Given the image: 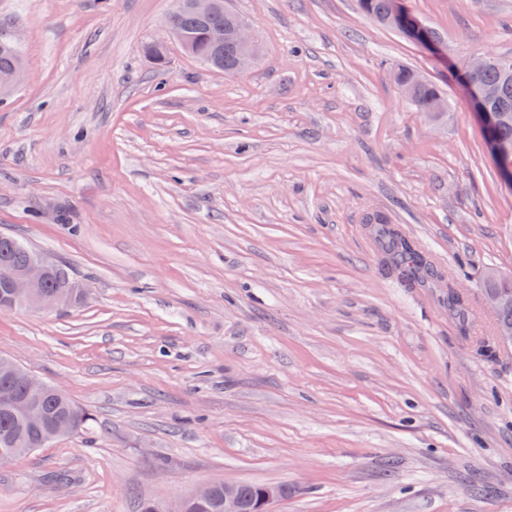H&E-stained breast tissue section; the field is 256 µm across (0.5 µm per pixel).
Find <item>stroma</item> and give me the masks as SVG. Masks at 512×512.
<instances>
[{
    "mask_svg": "<svg viewBox=\"0 0 512 512\" xmlns=\"http://www.w3.org/2000/svg\"><path fill=\"white\" fill-rule=\"evenodd\" d=\"M448 48L357 0H228L257 54L229 76L169 43L172 0H0L24 59L0 99V234L85 299L0 313V356L93 423L0 466V512H176L212 482L276 512H512V186L449 62L512 59V0H405ZM408 68L449 112L416 111ZM380 216L467 297L404 287ZM484 293L488 296L487 303L493 310L499 311L496 315V328L498 332H512V279L501 277L494 271L487 273L484 281ZM503 294V295H502ZM508 294V295H504Z\"/></svg>",
    "mask_w": 512,
    "mask_h": 512,
    "instance_id": "35a3bbf8",
    "label": "stroma"
}]
</instances>
